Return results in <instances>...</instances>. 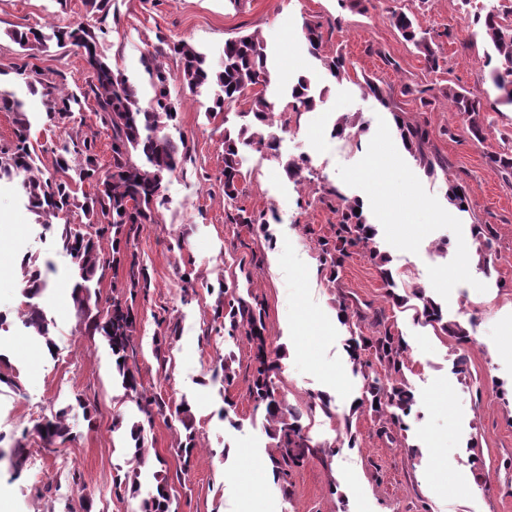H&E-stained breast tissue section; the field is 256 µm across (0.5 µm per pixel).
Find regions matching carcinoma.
I'll use <instances>...</instances> for the list:
<instances>
[{
  "mask_svg": "<svg viewBox=\"0 0 512 512\" xmlns=\"http://www.w3.org/2000/svg\"><path fill=\"white\" fill-rule=\"evenodd\" d=\"M391 22L403 39L412 44L430 67L438 66V51L432 37L422 32L415 19L400 10L391 11ZM471 36L491 45L496 56V65L490 70L493 86L499 92L496 102L512 106V21L508 14L490 10L474 15ZM7 36L23 50L39 46L45 50L50 44L58 48L74 47L80 51L86 69L92 73L90 92L68 91L54 79L29 67L25 62L15 68L28 89L43 98L45 126L59 128L74 119L85 125L83 114L88 94H93L95 107L94 126L111 131L110 163L102 170L95 153V142L88 139L73 141L72 153L79 161L70 164L61 156L55 160L54 172L46 173L37 164L38 155L30 141L32 123L24 110V102L16 93L0 86V111L11 112L16 124L15 141L0 147V179H20L30 210L36 223L52 227L61 217H66L58 228V244L61 250L72 257L78 269L79 280L74 285V302L78 312L86 320V329L91 335L99 334L112 351V371L125 391L134 398L140 419L124 424L117 416L113 430L126 428L134 445L130 448L131 467L115 480L116 492L131 495L140 489L141 468L149 463L150 448L146 442V431L153 427L155 418L170 417L177 420L185 431L175 455L179 462L176 477L187 474L191 457L197 447L194 416L185 400L178 404L149 395L145 390L140 370L136 363L133 336L136 329L135 301L139 290L148 288V276L139 266L135 254H127L121 248L122 237L127 226L134 224H157L162 208L167 204L169 177L177 170L188 153L184 138L174 139L169 128L177 125L180 110L179 100L172 97L171 85L180 83L183 89L199 94L204 89L214 90L210 114L224 111L228 102L244 101L247 110L239 113L242 123L237 127L224 128V199L233 201L239 194L240 181L245 179L241 168L242 148L248 147L259 153L275 154L277 141L271 129L275 125V102L267 94L271 84V73L267 64L266 45L257 34L241 35L224 43V63L217 71L206 55L187 40H162L147 49L141 56V65L148 76L151 96L144 99L139 79L124 74L105 61L99 51L98 36L81 22H69L52 27V34L28 27L7 32ZM303 36L310 53L321 61L323 67L338 81L349 77L345 59L340 56L321 54L323 47L322 25L305 23ZM173 56L179 61L178 72L167 70L161 59ZM363 94L374 97L382 106L390 107L385 90L371 79L365 80ZM289 107L294 112L315 110L322 97L312 92L310 81L300 76L291 86ZM451 112L462 120L463 130L475 139L484 135L488 118L483 98L469 90L448 88L444 92ZM398 135L405 151L424 171L433 175L436 170H448V164L428 150L429 132L419 122H409L395 115ZM488 163L503 175L512 178V154H495ZM308 168L303 156L286 162L285 171L299 185L303 184L302 173ZM89 182L94 184L92 194L78 197L76 186ZM329 194L336 197L338 220L332 239L319 243L320 261L329 272V281L336 282L339 268L352 255L363 252L380 268L381 279L390 288L387 296L399 307L414 310V321L431 326L434 330L451 336L460 344L470 342L466 329L458 321L444 318L442 309L425 290L419 288L404 298L391 291L395 287L392 270L387 268L388 256L379 252L375 225L368 222L364 213L354 212L362 208L357 198H349L334 188ZM448 200L457 208L470 210L471 201L462 184L452 182L448 186ZM232 223L253 227L267 233V220H258L239 209L231 216ZM475 239L485 248L482 255L484 272L490 271L491 253L496 240V231L490 224L473 225ZM129 260L130 279L126 289L112 291L105 306H100L99 292L92 290L93 284L101 283L106 271L115 264ZM23 295L29 299L18 315L29 334L43 341L47 349L56 347L50 330V321L45 311L30 303L47 287L46 276L33 264L25 262L21 267ZM416 300L408 305L409 299ZM214 321L220 323L224 335L231 339L246 338L253 351L252 376L248 387L254 409H263L268 431L274 440V451L270 454L274 479L283 485L295 468L304 465L319 452L318 446L310 444L303 414L288 406L278 393L276 379L281 370L283 350L273 346L266 336L265 309L252 287L246 295L239 294L238 286L220 283L219 297L213 308ZM339 320L350 327L348 352L354 370L362 374L363 395L358 407L374 414L379 421V435L389 436L393 431L406 430L404 417L415 404V394L408 386L404 368L407 367L408 346L401 334L383 322L369 335L355 331L363 321L361 303L351 296H339ZM367 353L384 370V376L366 371L370 364L361 359ZM233 359L226 355L212 368L211 381L222 386L232 385L235 371ZM33 434L47 446L65 441L72 435L68 422V411L60 410L43 419L33 428ZM156 493L142 501L140 512H177V499L171 493L168 476L155 475Z\"/></svg>",
  "mask_w": 512,
  "mask_h": 512,
  "instance_id": "obj_1",
  "label": "carcinoma"
}]
</instances>
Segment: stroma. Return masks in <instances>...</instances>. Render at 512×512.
I'll use <instances>...</instances> for the list:
<instances>
[{"label": "stroma", "instance_id": "1", "mask_svg": "<svg viewBox=\"0 0 512 512\" xmlns=\"http://www.w3.org/2000/svg\"><path fill=\"white\" fill-rule=\"evenodd\" d=\"M99 36L107 61L126 74L142 76L141 56L159 39L194 43L220 66L226 40L253 32L267 45L279 91L298 76L324 91L315 111L283 110L274 129L278 156L246 151L247 179L236 202L224 199V127L239 124L244 103L210 117L189 92L173 86L181 102L178 132L190 146L187 159L171 176L169 204L156 224L127 227L128 249L150 277L137 296L133 342L142 382L164 399H187L198 449L184 482L174 484L179 512H512V406L498 396L512 387V184L487 163L489 154L512 153V108L490 113L483 140L463 132L442 88L461 87L487 102L498 96L484 62L482 41L458 53L456 39L480 9L478 0H374L365 10L346 0H112ZM414 13L422 29L440 44L443 61L431 70L390 22L391 10ZM83 0H0V83L27 103L42 170L53 168L55 153L70 138L88 136L69 124L40 130V95L31 93L14 68L22 63L84 91L90 75L75 49L50 47L24 56L7 30L85 18ZM323 25L326 53H342L349 77L337 81L308 52L301 37L305 22ZM372 77L392 95L391 107L362 95L359 84ZM426 125L430 148L448 164L447 172L427 175L403 149L393 131L394 113ZM358 114L366 130L351 138L332 134L342 114ZM306 155L307 186L289 179L285 160ZM463 182L470 212L451 206L449 182ZM385 189L384 206L365 205L376 224L381 250L400 294L425 288L449 319L466 327L470 343L414 322L412 310L392 305L374 261L353 255L329 282L320 269L321 238L331 236L337 215L326 199L329 188L364 197L369 184ZM247 213H279L271 224L272 242L231 223L234 208ZM476 224L497 231L496 270L484 274ZM182 236L183 250L169 248ZM447 251H439L440 243ZM52 263L48 287L37 302L52 320L55 353L43 350L18 326L24 297L23 258ZM74 265L57 244L55 229L37 224L21 195L18 180H0V313L10 327L7 357L10 383L0 382V434L23 442L26 462L14 471L0 461V501L6 512H65L81 492L91 494V512H135V499L118 496L117 474L127 468V443L112 428L116 416L138 418L112 375V355L101 336L89 335L72 300ZM253 281L266 309L267 334L285 350L278 385L289 406L307 409L318 395L329 396L335 412L306 417L308 434L324 451L293 472L288 487L274 482L268 469L273 444L263 413L248 394L251 349L246 339L231 341L217 332L216 297L206 286L221 278ZM357 297L397 325L408 344L407 378L416 404L407 417L406 447L377 434L370 414L355 411L361 379L346 352L348 329L337 319L339 294ZM178 331L155 350L162 321ZM233 353L236 376L228 392L236 403L232 420L208 379L218 357ZM465 372H457L458 356ZM89 405L71 409L73 439L44 446L31 430L37 421L69 407L74 396ZM358 434L349 445L346 429Z\"/></svg>", "mask_w": 512, "mask_h": 512}]
</instances>
